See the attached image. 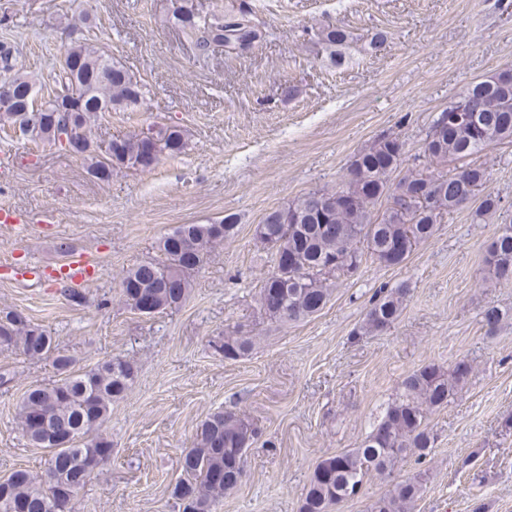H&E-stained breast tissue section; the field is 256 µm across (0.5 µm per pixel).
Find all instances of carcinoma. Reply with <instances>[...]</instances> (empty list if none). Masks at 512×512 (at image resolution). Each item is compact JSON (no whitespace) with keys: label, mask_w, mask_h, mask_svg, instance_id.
<instances>
[{"label":"carcinoma","mask_w":512,"mask_h":512,"mask_svg":"<svg viewBox=\"0 0 512 512\" xmlns=\"http://www.w3.org/2000/svg\"><path fill=\"white\" fill-rule=\"evenodd\" d=\"M173 25L207 54L217 47L244 54L260 38L253 20L255 6L237 12L222 9L202 14L179 0ZM318 44L331 63L342 64L349 34L335 26L316 32ZM63 56L81 62L78 71L58 68L54 86L43 92L38 75L15 69V49L0 45V84H8L10 103L0 104V129L8 127L30 142L58 144L57 133L72 126L77 137L69 144L73 156L88 162L89 175L108 181L118 169L136 168L134 153L140 134L113 140L100 152L92 126L102 112L134 111L144 104L145 85L120 60L83 39L64 45ZM469 116L452 120L442 111L423 140L429 168L409 167L406 141L398 134L374 139L358 151L347 167L339 189L318 188L267 212L254 231V240L271 251L273 269L259 292L260 310L281 322H296L320 312L341 278L352 277L366 257L385 267L400 268L416 248L429 241L437 224L476 201L475 215L492 216L504 208L503 198L472 188L487 187V169L473 157L495 144L512 143V68L499 69L467 88ZM161 157L186 152L188 135L177 125L149 128ZM450 172H442L448 164ZM235 213L208 224H180L165 234L158 247L162 260L144 261L128 270L121 281L125 304L138 311L147 301L151 314L180 307L192 288L191 274L217 247L236 233ZM485 264L497 282L512 281V224H503L486 250ZM410 285L381 287L369 300L355 336H378L401 316ZM506 313L486 306L482 323L497 331ZM255 338L240 331L224 335L216 351L236 361L254 347ZM0 347L17 349L32 359L52 358L59 379L32 383L18 405L22 433L35 448L48 451L44 477L25 469L12 472L0 485V512H71V493L91 479L87 467L104 448V462L112 458V442L102 434L112 404L135 383V368L113 358L89 370L75 369V361L58 350L50 332L12 309L0 310ZM472 366L465 360L447 369L429 363L407 375L383 416L357 446L329 456L316 466L300 512H337L357 497L372 476H386L399 462L421 460L434 447L428 416L448 405L467 384ZM258 438L257 428L243 415L218 409L195 428L192 446L179 458L181 477L172 489L179 512H212L224 493L238 487L245 475L244 457ZM423 485L416 478L402 480L373 500L368 512H412Z\"/></svg>","instance_id":"cac0c4a2"}]
</instances>
